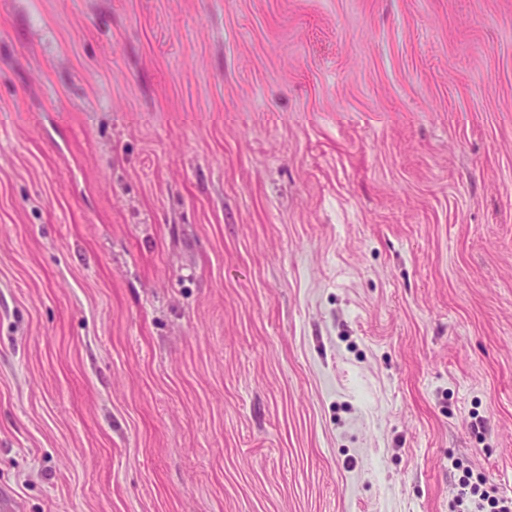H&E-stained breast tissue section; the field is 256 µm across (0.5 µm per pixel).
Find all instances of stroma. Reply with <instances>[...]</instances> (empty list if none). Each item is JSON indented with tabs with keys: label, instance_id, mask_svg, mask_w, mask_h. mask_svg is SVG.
<instances>
[{
	"label": "stroma",
	"instance_id": "1",
	"mask_svg": "<svg viewBox=\"0 0 512 512\" xmlns=\"http://www.w3.org/2000/svg\"><path fill=\"white\" fill-rule=\"evenodd\" d=\"M512 497V0H0V504ZM471 479L472 473L470 472H466L459 479L455 506L465 505V509L461 511L484 512L486 505L491 506V512L512 511V497H497L496 489L488 483L484 476H478L475 482H472Z\"/></svg>",
	"mask_w": 512,
	"mask_h": 512
}]
</instances>
